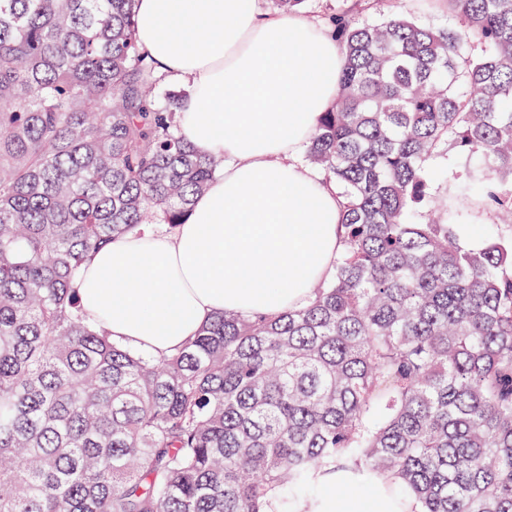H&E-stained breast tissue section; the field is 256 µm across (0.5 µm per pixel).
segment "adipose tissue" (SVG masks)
<instances>
[{"label":"adipose tissue","mask_w":512,"mask_h":512,"mask_svg":"<svg viewBox=\"0 0 512 512\" xmlns=\"http://www.w3.org/2000/svg\"><path fill=\"white\" fill-rule=\"evenodd\" d=\"M139 44L183 84L182 137L223 165L176 229L150 224L85 262L74 286L87 319L113 344L162 358L222 312L275 317L307 304L341 247L343 199L301 153L336 96L343 64L334 36L258 0H136ZM200 31L215 32L199 42ZM348 465L325 471L314 512H414L389 479L365 496Z\"/></svg>","instance_id":"obj_1"}]
</instances>
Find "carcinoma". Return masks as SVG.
I'll return each mask as SVG.
<instances>
[{
    "label": "carcinoma",
    "mask_w": 512,
    "mask_h": 512,
    "mask_svg": "<svg viewBox=\"0 0 512 512\" xmlns=\"http://www.w3.org/2000/svg\"><path fill=\"white\" fill-rule=\"evenodd\" d=\"M302 11L308 0H268ZM424 26L327 15L343 55L305 157L346 198L301 308L222 312L156 359L72 283L142 224L185 222L222 159L178 134L135 0H0V512H311L317 475L391 474L417 512H512V224L462 246L426 163L475 160L512 213V0Z\"/></svg>",
    "instance_id": "carcinoma-1"
}]
</instances>
